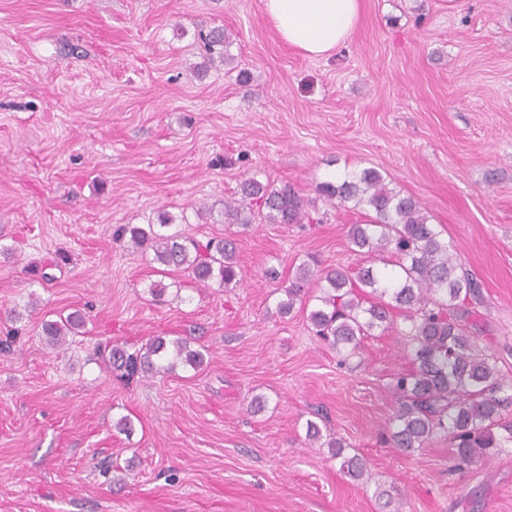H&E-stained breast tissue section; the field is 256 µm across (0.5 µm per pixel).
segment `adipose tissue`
Segmentation results:
<instances>
[{
	"label": "adipose tissue",
	"mask_w": 512,
	"mask_h": 512,
	"mask_svg": "<svg viewBox=\"0 0 512 512\" xmlns=\"http://www.w3.org/2000/svg\"><path fill=\"white\" fill-rule=\"evenodd\" d=\"M263 5L282 41L320 58L349 40L362 0H263Z\"/></svg>",
	"instance_id": "1"
}]
</instances>
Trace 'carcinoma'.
I'll use <instances>...</instances> for the list:
<instances>
[{
	"label": "carcinoma",
	"instance_id": "1",
	"mask_svg": "<svg viewBox=\"0 0 512 512\" xmlns=\"http://www.w3.org/2000/svg\"><path fill=\"white\" fill-rule=\"evenodd\" d=\"M202 62L196 75L234 63L232 41L222 28L199 31ZM320 195L337 206L352 208L367 218L348 230L353 251L386 257L397 267L393 273L368 266L351 273L343 268H321L318 261L304 263L277 304L280 314H289L309 295L317 305L308 321L315 332L343 353L355 356L361 340L377 328H397L411 337L409 368L399 372L391 388L398 410L395 428L387 444L402 452L421 448L432 436L443 433L456 448L454 468L461 470L494 454L506 442L512 443V418L506 408L512 395V380L499 373L493 355L479 348L477 335L483 333L477 306L483 302L479 283L462 269L452 242L443 231L429 223L419 201L404 196L384 182L372 168L345 173L339 181L319 184ZM270 224H311L314 218L304 198L289 184L275 187L252 176L240 185V197L224 201V222L245 228L252 223L253 208ZM174 218L158 215V224L147 227L124 225L117 236L128 238L136 249L153 251L157 264L183 270L198 287L235 286L242 278L232 236L205 243L187 242L176 233L165 234ZM84 326V316L74 311L43 323L48 343L61 346L66 336ZM204 356L187 342L163 336L150 339L129 353L114 349L109 357L112 370L120 377H152L179 364L194 369ZM340 470L357 481H369L366 463L357 455L343 454L342 440L328 441Z\"/></svg>",
	"mask_w": 512,
	"mask_h": 512
}]
</instances>
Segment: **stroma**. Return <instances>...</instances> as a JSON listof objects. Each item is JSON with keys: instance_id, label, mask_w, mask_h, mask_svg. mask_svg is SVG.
I'll use <instances>...</instances> for the list:
<instances>
[{"instance_id": "1", "label": "stroma", "mask_w": 512, "mask_h": 512, "mask_svg": "<svg viewBox=\"0 0 512 512\" xmlns=\"http://www.w3.org/2000/svg\"><path fill=\"white\" fill-rule=\"evenodd\" d=\"M217 26L238 66L198 77L196 34ZM365 168L455 243L479 344L512 379V0H362L323 58L284 43L263 0H0V338L19 336L0 352V512H390L382 488L403 512H512L511 443L462 471L441 434L388 447L408 337L374 330L346 360L309 306L277 311L304 261L366 266L347 237L362 215L317 191ZM251 176L292 185L319 223H225ZM162 212L186 237L234 235L236 288L116 239ZM75 310L81 332L48 345L43 322ZM155 336L203 365L111 371L112 348ZM311 421L370 483L309 447ZM328 448H331L332 457L336 459H341L340 462V470L350 478L357 481H365L368 483L369 474L367 470L366 463L363 459H361L358 455H353L351 457L344 456L343 448H345L344 443L341 439H331L327 443Z\"/></svg>"}]
</instances>
